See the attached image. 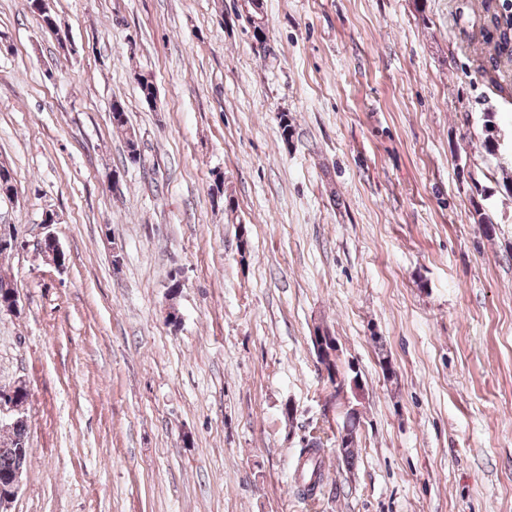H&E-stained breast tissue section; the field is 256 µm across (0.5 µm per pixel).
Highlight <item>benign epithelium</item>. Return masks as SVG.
<instances>
[{"mask_svg": "<svg viewBox=\"0 0 512 512\" xmlns=\"http://www.w3.org/2000/svg\"><path fill=\"white\" fill-rule=\"evenodd\" d=\"M39 255L49 264L57 267L64 265V253L51 235L45 236L40 243ZM312 343L321 376L329 385V395L324 402L325 410L340 415L356 411V407L350 405L345 389L349 387L357 393L360 391V384L355 377L346 379L339 362L338 344L333 335L316 328L313 330ZM21 387L23 384L20 382L9 387H0V425L3 427L10 428L22 419V408L16 405V390ZM23 474L24 469L19 468L0 485V512H8L7 507L20 489Z\"/></svg>", "mask_w": 512, "mask_h": 512, "instance_id": "benign-epithelium-1", "label": "benign epithelium"}]
</instances>
